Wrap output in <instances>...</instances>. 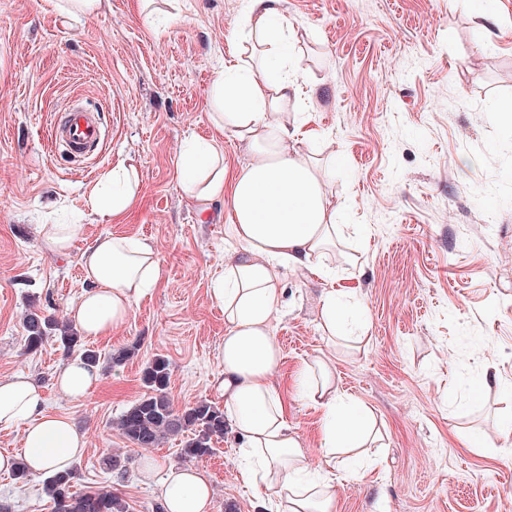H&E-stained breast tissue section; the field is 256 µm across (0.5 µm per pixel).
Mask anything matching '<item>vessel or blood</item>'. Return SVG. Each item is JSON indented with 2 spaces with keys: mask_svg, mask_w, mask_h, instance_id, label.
I'll return each mask as SVG.
<instances>
[{
  "mask_svg": "<svg viewBox=\"0 0 512 512\" xmlns=\"http://www.w3.org/2000/svg\"><path fill=\"white\" fill-rule=\"evenodd\" d=\"M55 146L77 163L89 158L105 138L100 115L83 107H72L52 127Z\"/></svg>",
  "mask_w": 512,
  "mask_h": 512,
  "instance_id": "obj_1",
  "label": "vessel or blood"
}]
</instances>
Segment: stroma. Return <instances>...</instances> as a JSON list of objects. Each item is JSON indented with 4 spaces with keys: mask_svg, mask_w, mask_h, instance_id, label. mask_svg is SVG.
<instances>
[{
    "mask_svg": "<svg viewBox=\"0 0 512 512\" xmlns=\"http://www.w3.org/2000/svg\"><path fill=\"white\" fill-rule=\"evenodd\" d=\"M244 0H172L146 16L136 0H103L98 15L67 20L44 0H0V379L23 372L45 389L48 412L68 416L87 451L74 468L85 490L112 488L130 512H154L158 481L141 475L145 450L115 423L145 392L146 364H170L177 407L223 405L224 313L209 296L228 255L226 208L199 212L180 188L182 148L209 135V89ZM313 114L304 145L336 202V245L322 261L367 324L356 348L320 327L318 281L284 272L286 304L272 321L282 360L274 382L318 461L320 411L292 387L294 372L327 357L341 389L374 415L383 447L358 474L336 468L335 512H512V0L478 25L470 0H282ZM78 103L100 112L105 143L75 168L54 153L50 127ZM120 163L141 190L124 224L90 213L87 189ZM45 224H79L68 254L41 243ZM159 252L157 287L111 335L83 338L100 380L85 399L59 393L70 361L57 342L22 352L30 302L68 320L85 282L81 253L108 235ZM137 355L108 367L111 353ZM493 358H483L486 348ZM126 458L112 471V456ZM238 440L226 431L195 466L213 490L212 512H272L248 489ZM43 476L0 472L10 512H50Z\"/></svg>",
    "mask_w": 512,
    "mask_h": 512,
    "instance_id": "obj_1",
    "label": "stroma"
}]
</instances>
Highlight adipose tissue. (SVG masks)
Returning a JSON list of instances; mask_svg holds the SVG:
<instances>
[{
	"instance_id": "ef3b65f1",
	"label": "adipose tissue",
	"mask_w": 512,
	"mask_h": 512,
	"mask_svg": "<svg viewBox=\"0 0 512 512\" xmlns=\"http://www.w3.org/2000/svg\"><path fill=\"white\" fill-rule=\"evenodd\" d=\"M282 0H246L242 24L254 38V51L269 72L240 62L225 63L212 81L208 103L210 138L191 144L179 158L183 192L202 207L225 202L230 222L224 235L230 257L213 280L211 299L224 312V370L217 380L224 411L238 439L241 471L257 494L272 492L278 512H333L334 481L314 475L288 408L272 380L281 350L272 319L281 310L286 288L280 268L328 280L331 268L321 258L336 237V209L316 161L302 145L304 122L290 119L299 100L298 62L285 51L288 24ZM245 144L249 160L234 176L224 167V133ZM137 169L120 165L105 183L87 192L91 211L123 222L139 194ZM87 286L70 315L87 337L106 336L122 326L133 304L161 276L153 244L125 236H107L85 250L80 260ZM305 398L325 419L320 450L326 466L336 456L365 447L377 432L370 414L340 394L329 361L317 358L301 374ZM99 382L97 369L81 358L57 373L59 391L80 400ZM23 428V453L0 454V471L25 463L31 473L70 469L86 448L84 434L70 419L45 409L44 393L30 376L0 380V428ZM146 480L160 479L166 512H212V489L194 467L173 466L144 457Z\"/></svg>"
}]
</instances>
